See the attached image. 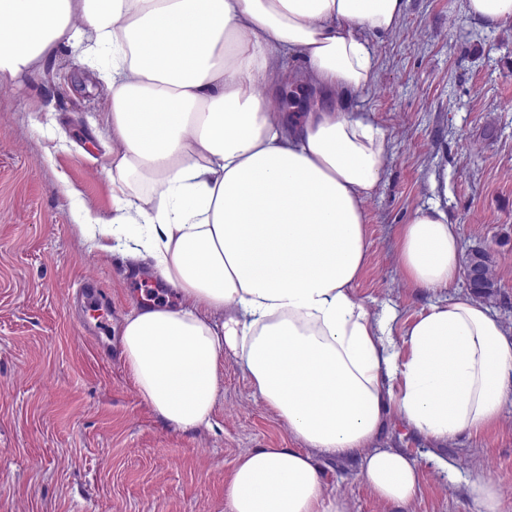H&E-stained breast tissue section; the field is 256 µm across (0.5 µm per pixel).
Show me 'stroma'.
<instances>
[{
    "instance_id": "1",
    "label": "stroma",
    "mask_w": 512,
    "mask_h": 512,
    "mask_svg": "<svg viewBox=\"0 0 512 512\" xmlns=\"http://www.w3.org/2000/svg\"><path fill=\"white\" fill-rule=\"evenodd\" d=\"M374 80L350 107L371 113L390 139L376 193L365 204L368 253L354 294L398 322L446 299L406 283L403 224L433 204L458 227L463 250L489 249L512 327V21L485 28L465 0H407L398 29L374 41ZM110 97L96 68L59 55L0 88V512H226L237 459L254 448H294L287 424L258 400L239 364L224 358L213 426L181 432L139 396L121 356L123 317L175 298L159 280L150 296L119 254L91 246L71 214L112 213ZM96 308L67 298L87 276ZM383 443L418 458L421 489L399 507L380 502L356 459L323 458L328 492L350 512H470L465 489L481 477L512 512V393L498 425L440 450L397 419ZM448 457V479L432 460Z\"/></svg>"
}]
</instances>
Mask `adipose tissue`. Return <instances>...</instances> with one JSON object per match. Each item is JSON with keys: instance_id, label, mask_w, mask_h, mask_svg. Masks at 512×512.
<instances>
[{"instance_id": "adipose-tissue-1", "label": "adipose tissue", "mask_w": 512, "mask_h": 512, "mask_svg": "<svg viewBox=\"0 0 512 512\" xmlns=\"http://www.w3.org/2000/svg\"><path fill=\"white\" fill-rule=\"evenodd\" d=\"M406 0H0V87L66 51L98 61L110 109L109 218L73 204L84 237L119 243L175 307L133 309L123 365L165 425L210 427L232 356L301 448L240 457L226 512H348L318 456L359 458L384 503L408 505L420 463L378 441L389 417L445 444L497 425L512 392V329L450 296L404 325L354 285L367 258L365 204L386 131L345 101L376 72L373 40ZM299 55L302 69L288 68ZM308 90L280 109L282 84ZM408 284L450 291L461 242L447 213L417 210L400 236Z\"/></svg>"}]
</instances>
